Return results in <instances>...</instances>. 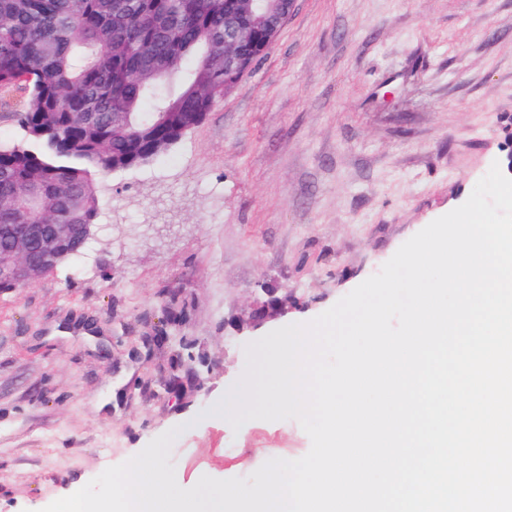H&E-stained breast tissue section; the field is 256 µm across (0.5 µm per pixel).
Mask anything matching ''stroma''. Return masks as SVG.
Wrapping results in <instances>:
<instances>
[{
  "label": "stroma",
  "mask_w": 512,
  "mask_h": 512,
  "mask_svg": "<svg viewBox=\"0 0 512 512\" xmlns=\"http://www.w3.org/2000/svg\"><path fill=\"white\" fill-rule=\"evenodd\" d=\"M512 160V0H297L175 145L123 172L89 249L0 292V512H42L172 428L179 486L304 456L210 410L247 344L314 319ZM272 288L284 311L237 330Z\"/></svg>",
  "instance_id": "obj_1"
}]
</instances>
